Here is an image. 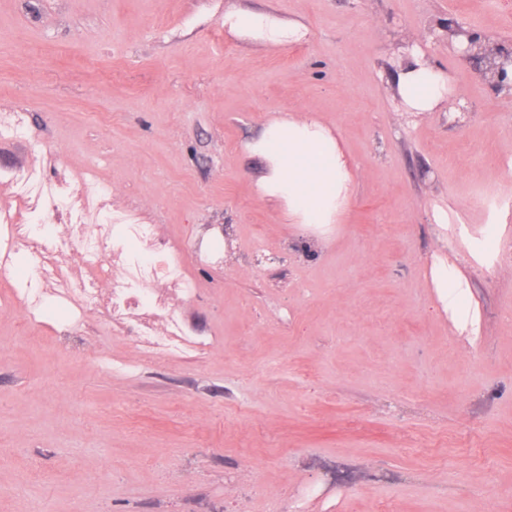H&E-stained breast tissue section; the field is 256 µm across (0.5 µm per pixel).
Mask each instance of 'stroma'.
I'll return each mask as SVG.
<instances>
[{
  "label": "stroma",
  "mask_w": 512,
  "mask_h": 512,
  "mask_svg": "<svg viewBox=\"0 0 512 512\" xmlns=\"http://www.w3.org/2000/svg\"><path fill=\"white\" fill-rule=\"evenodd\" d=\"M241 11L305 34L237 33ZM451 22L512 45V0H0V111L30 134L0 140V212L16 169L94 170L182 254L197 295L171 304L207 344L149 358L55 306L28 341L10 256L0 512H512V95L462 59ZM412 43L462 118L401 112ZM288 112L337 130L353 164L317 240L258 194L247 150ZM436 254L467 280L478 334L442 309Z\"/></svg>",
  "instance_id": "stroma-1"
}]
</instances>
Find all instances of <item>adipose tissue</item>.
<instances>
[{
	"mask_svg": "<svg viewBox=\"0 0 512 512\" xmlns=\"http://www.w3.org/2000/svg\"><path fill=\"white\" fill-rule=\"evenodd\" d=\"M394 85L409 112L436 111L452 97L447 75L414 49L402 58ZM248 149L265 164L258 181L262 195L282 202L291 223L319 236L346 211L351 164L338 138L321 122L286 116L266 125ZM430 276L444 311L463 327L478 331L476 312L463 305L466 282L449 275L447 262L439 257L431 263Z\"/></svg>",
	"mask_w": 512,
	"mask_h": 512,
	"instance_id": "obj_1",
	"label": "adipose tissue"
}]
</instances>
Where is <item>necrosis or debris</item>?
<instances>
[{
  "mask_svg": "<svg viewBox=\"0 0 512 512\" xmlns=\"http://www.w3.org/2000/svg\"><path fill=\"white\" fill-rule=\"evenodd\" d=\"M11 180L19 190L22 210L1 215L0 227L10 252L29 250L32 271L55 284L59 303L72 307L80 319L96 313L120 323L146 355L181 354L186 336L179 318L144 284L169 285L185 300L197 289L182 261L167 257V246L156 238L152 225L106 207L110 188L90 170L82 174L78 193L64 180L39 189L33 173L25 169L13 172ZM58 213L72 224V233L55 230L52 220ZM131 240L137 250L128 248ZM75 258L84 274L72 284L67 265Z\"/></svg>",
  "mask_w": 512,
  "mask_h": 512,
  "instance_id": "4bbe7bcc",
  "label": "necrosis or debris"
}]
</instances>
